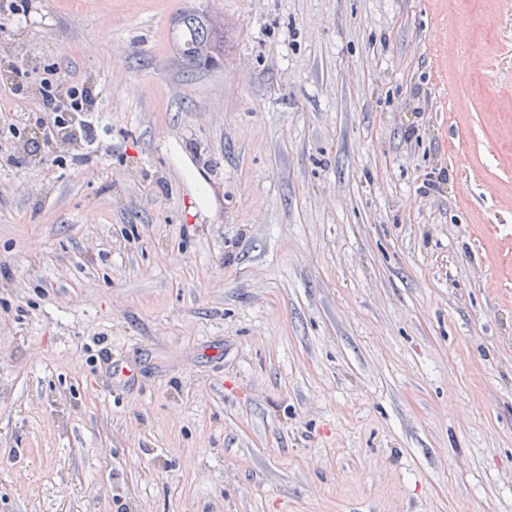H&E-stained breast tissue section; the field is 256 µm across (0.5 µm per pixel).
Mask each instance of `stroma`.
I'll return each mask as SVG.
<instances>
[{"label": "stroma", "instance_id": "1", "mask_svg": "<svg viewBox=\"0 0 512 512\" xmlns=\"http://www.w3.org/2000/svg\"><path fill=\"white\" fill-rule=\"evenodd\" d=\"M0 512H512V0L0 14ZM177 26L179 51L188 68H206L224 57V24L208 11H184ZM48 77L44 78L43 84L47 88L42 94L41 112H44L46 119L40 120L43 128L42 146L47 150L50 149L52 143V129L57 123L58 115L62 112H83L86 104V94L77 86H71L68 97L69 103L64 106L61 104L56 88L64 82L60 72L56 69H47ZM53 123V124H52Z\"/></svg>", "mask_w": 512, "mask_h": 512}]
</instances>
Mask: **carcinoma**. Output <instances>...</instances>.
I'll list each match as a JSON object with an SVG mask.
<instances>
[{"mask_svg":"<svg viewBox=\"0 0 512 512\" xmlns=\"http://www.w3.org/2000/svg\"><path fill=\"white\" fill-rule=\"evenodd\" d=\"M177 26L179 51L188 68H206L224 57V24L208 11H184Z\"/></svg>","mask_w":512,"mask_h":512,"instance_id":"carcinoma-1","label":"carcinoma"}]
</instances>
